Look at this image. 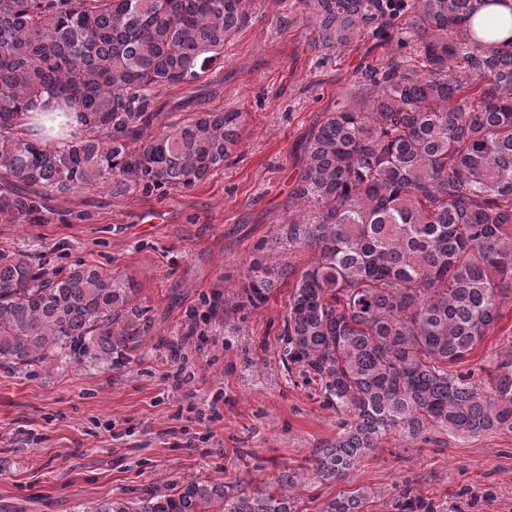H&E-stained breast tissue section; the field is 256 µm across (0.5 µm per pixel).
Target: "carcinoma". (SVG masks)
I'll list each match as a JSON object with an SVG mask.
<instances>
[{
	"label": "carcinoma",
	"instance_id": "cac0c4a2",
	"mask_svg": "<svg viewBox=\"0 0 512 512\" xmlns=\"http://www.w3.org/2000/svg\"><path fill=\"white\" fill-rule=\"evenodd\" d=\"M323 54L368 36L396 53L314 128L275 243L306 248L284 320L288 361L345 415L306 478L343 479L398 430L512 433V355L489 378L457 365L512 296V37L474 22L502 0H298ZM250 0H0V223L46 224L48 202L91 187L114 196L188 189L224 166L242 113L161 123L158 91L205 76L252 21ZM84 117L51 150L15 117L43 93ZM290 263L254 264L251 303ZM135 290L93 264L0 251V359L15 367L88 359L112 368L150 330ZM276 492L187 478L92 512H293ZM363 488L322 512H364Z\"/></svg>",
	"mask_w": 512,
	"mask_h": 512
}]
</instances>
